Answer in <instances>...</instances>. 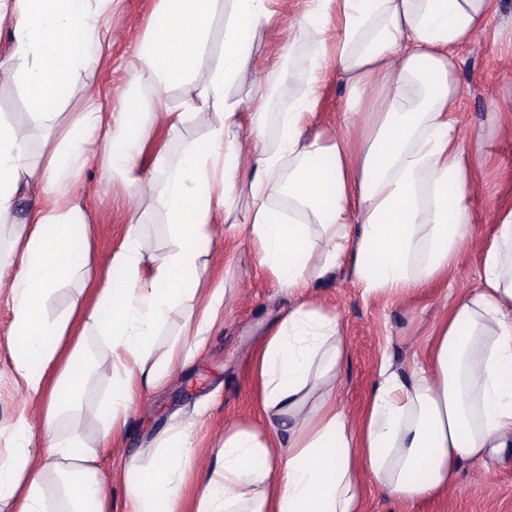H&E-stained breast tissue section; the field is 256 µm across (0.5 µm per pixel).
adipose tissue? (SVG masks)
I'll return each instance as SVG.
<instances>
[{"label": "adipose tissue", "mask_w": 512, "mask_h": 512, "mask_svg": "<svg viewBox=\"0 0 512 512\" xmlns=\"http://www.w3.org/2000/svg\"><path fill=\"white\" fill-rule=\"evenodd\" d=\"M114 0H0L11 47L0 75L22 94L30 118L0 114V223L16 225L7 264L15 371L38 424L19 418L17 448L0 455V504L11 512H109L99 456L81 438L74 406L88 374L87 339L101 337L112 371L99 411L106 435L119 433L144 395L169 383L176 363L200 351L227 292L215 288L196 324L167 347L157 336L170 314L195 301L215 216L241 192L252 200L245 229L260 263L300 293L350 265L362 295H398L444 273L469 234L473 175L456 132L459 51L473 44L496 0H303L296 25L314 57L335 44L355 120L335 138L307 130L315 97L280 113V146L260 137L265 113L243 126L239 100L255 69L254 40L273 19L269 0H158L119 112L88 100L63 138L56 120L76 79L110 49ZM182 90L178 102L169 94ZM220 121L206 141L162 163V190L148 202L164 214L170 247L147 253L141 224L129 225L104 278L91 275L86 216L70 199L73 177L99 151L112 176L138 182L140 149L157 113L183 124L197 112ZM256 142L244 151L239 137ZM54 142L47 161L31 149ZM30 198L17 215L18 196ZM479 283L442 319L425 360L410 375L382 362L361 416L337 401L347 342L340 317L300 302L254 355L255 419L224 430L196 512H364L375 488L413 502L435 495L461 464L512 446V210L481 248ZM79 278L92 299L85 316L48 317L45 303ZM69 433L60 436V423ZM47 444L31 445L34 431ZM186 433L142 449L127 474L132 512H179L195 479Z\"/></svg>", "instance_id": "adipose-tissue-1"}]
</instances>
